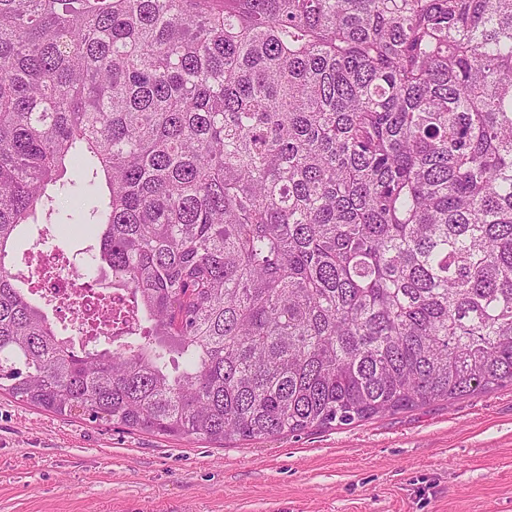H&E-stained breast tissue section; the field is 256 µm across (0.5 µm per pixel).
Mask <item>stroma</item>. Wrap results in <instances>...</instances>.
<instances>
[{
  "label": "stroma",
  "instance_id": "35a3bbf8",
  "mask_svg": "<svg viewBox=\"0 0 512 512\" xmlns=\"http://www.w3.org/2000/svg\"><path fill=\"white\" fill-rule=\"evenodd\" d=\"M87 205L59 194L50 238L80 271ZM0 512H512V386L221 448L3 394Z\"/></svg>",
  "mask_w": 512,
  "mask_h": 512
}]
</instances>
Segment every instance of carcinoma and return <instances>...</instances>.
I'll return each mask as SVG.
<instances>
[{"instance_id":"1","label":"carcinoma","mask_w":512,"mask_h":512,"mask_svg":"<svg viewBox=\"0 0 512 512\" xmlns=\"http://www.w3.org/2000/svg\"><path fill=\"white\" fill-rule=\"evenodd\" d=\"M88 166L74 348L13 243ZM512 385V0H0V390L206 443Z\"/></svg>"}]
</instances>
